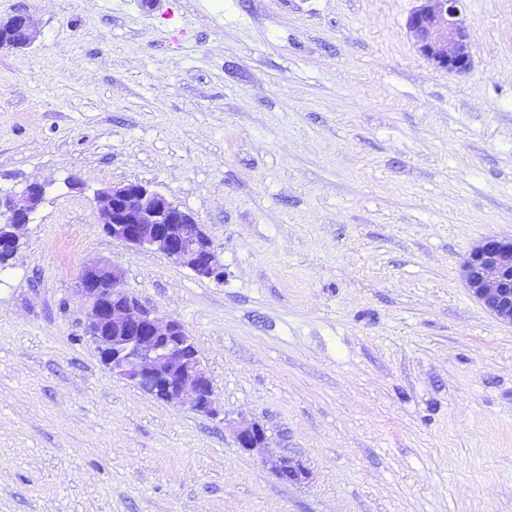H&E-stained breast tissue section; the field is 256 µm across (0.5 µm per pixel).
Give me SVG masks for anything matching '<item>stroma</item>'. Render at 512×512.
<instances>
[{"label":"stroma","instance_id":"stroma-1","mask_svg":"<svg viewBox=\"0 0 512 512\" xmlns=\"http://www.w3.org/2000/svg\"><path fill=\"white\" fill-rule=\"evenodd\" d=\"M419 5L0 0L37 31L0 49V195L46 190L0 271V512H512V326L460 276L512 236V0H464L465 74L407 36ZM123 181L203 224L223 280L112 239ZM93 261L183 324L216 414L105 368ZM235 438L241 448L262 453L266 447V434L264 429L255 423H240L234 430Z\"/></svg>","mask_w":512,"mask_h":512}]
</instances>
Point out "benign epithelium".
Returning a JSON list of instances; mask_svg holds the SVG:
<instances>
[{
  "instance_id": "benign-epithelium-1",
  "label": "benign epithelium",
  "mask_w": 512,
  "mask_h": 512,
  "mask_svg": "<svg viewBox=\"0 0 512 512\" xmlns=\"http://www.w3.org/2000/svg\"><path fill=\"white\" fill-rule=\"evenodd\" d=\"M463 0H422L405 28L419 53L440 69L466 73L472 68ZM29 14L18 11L0 18V48H21L35 41ZM45 188L27 183L0 196V263L19 248L17 229L28 223L43 200ZM99 223L116 240L151 248L197 276L224 278V264L203 226L165 195L137 181L113 184L96 193ZM469 294L484 310L512 325V238L485 237L469 250L460 267ZM80 292L90 304L88 336L113 375L163 401H175L198 413L213 412V389L199 353L183 325L143 306L122 287L115 264L84 268ZM240 447L262 452L264 429L241 423L234 430ZM284 482L298 483L307 472L287 459L272 462Z\"/></svg>"
}]
</instances>
